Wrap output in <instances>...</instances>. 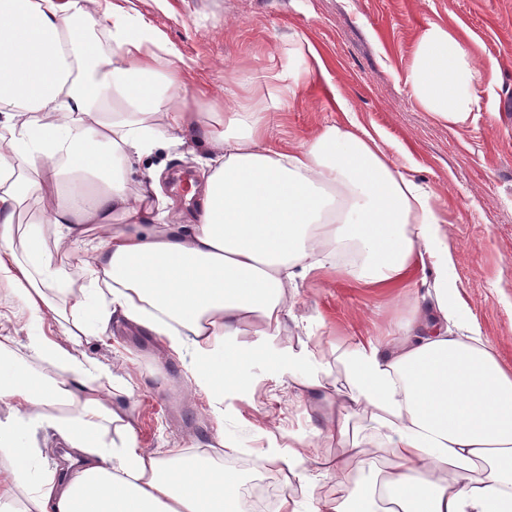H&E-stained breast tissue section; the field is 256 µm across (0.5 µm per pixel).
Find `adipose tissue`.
I'll return each instance as SVG.
<instances>
[{"instance_id": "ef3b65f1", "label": "adipose tissue", "mask_w": 512, "mask_h": 512, "mask_svg": "<svg viewBox=\"0 0 512 512\" xmlns=\"http://www.w3.org/2000/svg\"><path fill=\"white\" fill-rule=\"evenodd\" d=\"M181 61L115 0H0V276L32 324L53 319L67 338L30 336L26 360L0 336V512H242L235 471L140 446L118 400L124 386L80 350L116 316L162 338L216 417L225 397L254 389L246 361L309 399L319 414L312 437L255 456L311 490L283 495L278 512H512V372L454 296L434 193L389 161L351 108L289 152L268 140L269 104L190 111ZM495 76L432 25L407 82L454 126L480 111ZM189 138L206 146L201 198L156 223V185H131L127 173L157 145ZM29 198L37 215L18 224ZM90 224L101 231L91 240ZM82 242L76 281L56 247ZM412 265L428 266L432 286L404 302L387 336L341 347L309 329L273 346L303 323L290 290L311 273L390 281ZM60 294L86 319L69 323ZM250 325L259 337L241 346ZM330 355L344 390L325 381ZM42 431L74 461L66 478L43 464ZM343 442L346 452L320 455Z\"/></svg>"}]
</instances>
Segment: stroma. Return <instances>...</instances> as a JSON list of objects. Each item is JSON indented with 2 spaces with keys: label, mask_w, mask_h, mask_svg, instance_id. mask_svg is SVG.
<instances>
[{
  "label": "stroma",
  "mask_w": 512,
  "mask_h": 512,
  "mask_svg": "<svg viewBox=\"0 0 512 512\" xmlns=\"http://www.w3.org/2000/svg\"><path fill=\"white\" fill-rule=\"evenodd\" d=\"M129 13L151 22L190 66L187 79L204 110L207 97L253 103L267 96L250 84L254 72L287 71L290 52L315 50L320 62L301 73L297 85L279 87L271 136L293 149L314 140L344 115L345 99L358 121L384 136L390 159L411 164L413 174L438 198L441 227L454 255L458 301L479 325L499 363L512 370V0H118ZM450 30L478 64L496 60V81L480 112L448 126L427 112L406 83L418 39L429 26ZM193 145L158 147L142 158L132 181L156 175L161 202L176 201L169 176L184 169L203 178ZM421 269L400 282L318 276L299 282L293 300L312 329L342 344L372 336L402 314ZM0 279V334L18 354L32 333L19 301ZM109 364L128 385L125 397L142 447L160 453H191L219 441L224 466L249 460L270 438L311 435L317 414L288 379L259 363L243 369L254 390L224 401L216 420L203 392L181 360L159 337L125 320L108 336L81 346Z\"/></svg>",
  "instance_id": "35a3bbf8"
}]
</instances>
